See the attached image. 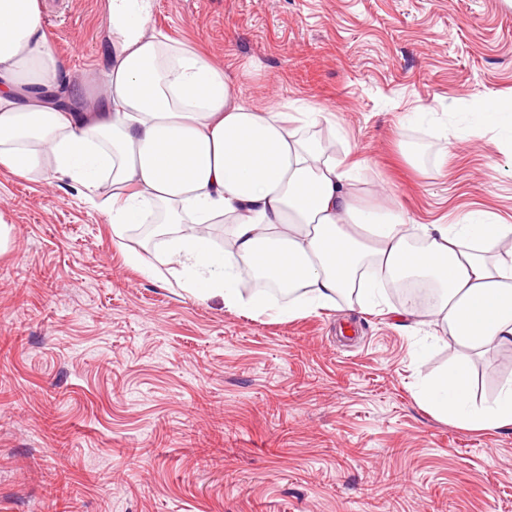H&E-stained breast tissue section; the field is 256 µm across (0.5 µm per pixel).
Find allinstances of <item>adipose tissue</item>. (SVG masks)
Segmentation results:
<instances>
[{
    "label": "adipose tissue",
    "instance_id": "ef3b65f1",
    "mask_svg": "<svg viewBox=\"0 0 512 512\" xmlns=\"http://www.w3.org/2000/svg\"><path fill=\"white\" fill-rule=\"evenodd\" d=\"M112 52L94 109L60 110L45 96L59 62L45 46L37 0H0V165L23 177L46 169L94 201L112 187L114 238L148 218L224 225L228 249L201 233L169 240L164 263L195 297L263 314L266 292L243 299L248 268L288 291L287 316L385 306L393 284L437 288L429 307L388 308L462 352L422 378L421 406L476 430L512 425V381L484 405L470 400V356L512 346V225L471 211L454 224H411L394 204L361 203L350 170L305 136L315 112L258 111L239 101L223 68L150 32V0H108ZM386 307V306H385Z\"/></svg>",
    "mask_w": 512,
    "mask_h": 512
}]
</instances>
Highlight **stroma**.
Listing matches in <instances>:
<instances>
[{"instance_id":"obj_1","label":"stroma","mask_w":512,"mask_h":512,"mask_svg":"<svg viewBox=\"0 0 512 512\" xmlns=\"http://www.w3.org/2000/svg\"><path fill=\"white\" fill-rule=\"evenodd\" d=\"M148 27L222 67L258 110L313 107L363 201L416 224L482 210L512 225V142L476 124L512 101L507 0H151ZM46 47L71 78L109 47L106 0H52ZM98 193L0 165V512H512V426L422 407L458 349L337 301L288 318L199 300L126 263ZM474 400L512 348L471 363Z\"/></svg>"}]
</instances>
